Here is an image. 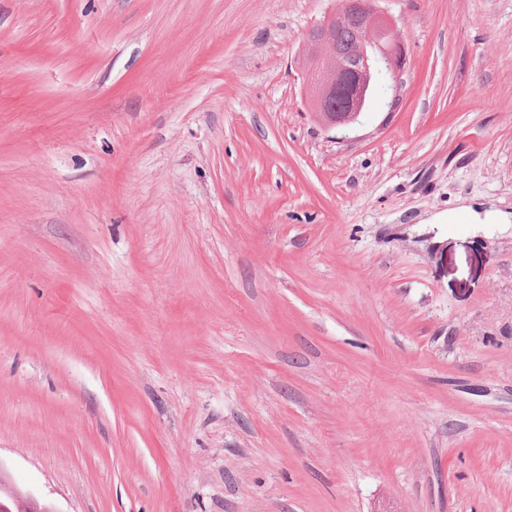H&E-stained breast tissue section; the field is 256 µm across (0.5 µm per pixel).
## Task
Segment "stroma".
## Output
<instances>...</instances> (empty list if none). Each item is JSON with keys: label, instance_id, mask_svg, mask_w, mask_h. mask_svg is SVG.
Masks as SVG:
<instances>
[{"label": "stroma", "instance_id": "obj_1", "mask_svg": "<svg viewBox=\"0 0 512 512\" xmlns=\"http://www.w3.org/2000/svg\"><path fill=\"white\" fill-rule=\"evenodd\" d=\"M0 0V474L50 512H512V0ZM369 2L345 1L337 14L327 17L306 35L309 103L324 126L354 123L382 70L397 77L404 68V44L391 39L390 29L380 25ZM343 25L352 26L358 36L357 51L350 59L336 48V29ZM384 38L386 43L381 42ZM339 97L343 100L341 105L337 103Z\"/></svg>", "mask_w": 512, "mask_h": 512}]
</instances>
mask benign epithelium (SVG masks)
I'll list each match as a JSON object with an SVG mask.
<instances>
[{"label": "benign epithelium", "instance_id": "obj_1", "mask_svg": "<svg viewBox=\"0 0 512 512\" xmlns=\"http://www.w3.org/2000/svg\"><path fill=\"white\" fill-rule=\"evenodd\" d=\"M352 26L358 48L345 58L336 48V29ZM306 84L310 108L327 127L347 126L360 115L376 78L386 71L396 77L406 61L404 44L391 39L380 25L369 0H346L341 10L327 17L306 35ZM0 512H52L6 483L0 474Z\"/></svg>", "mask_w": 512, "mask_h": 512}]
</instances>
